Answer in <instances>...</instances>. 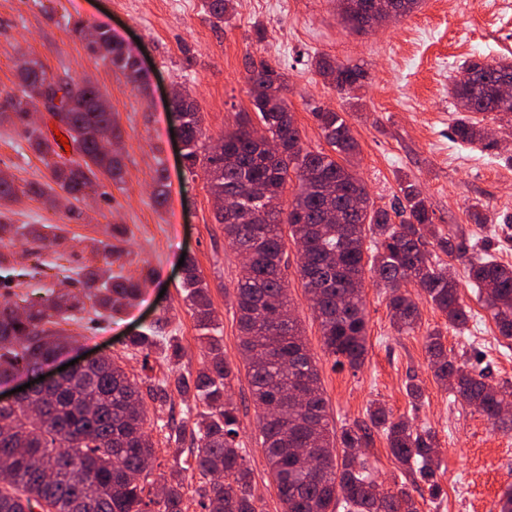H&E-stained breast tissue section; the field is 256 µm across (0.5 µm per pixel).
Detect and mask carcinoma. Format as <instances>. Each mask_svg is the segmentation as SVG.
<instances>
[{
	"label": "carcinoma",
	"mask_w": 512,
	"mask_h": 512,
	"mask_svg": "<svg viewBox=\"0 0 512 512\" xmlns=\"http://www.w3.org/2000/svg\"><path fill=\"white\" fill-rule=\"evenodd\" d=\"M356 0H337L340 17L350 30L372 28L371 15L354 8ZM215 23L224 22L231 0H204ZM74 32L90 49L119 69L128 82L146 89L147 79L126 44L105 28ZM18 64L16 88L0 91V109L13 114L28 140L42 156L49 181L31 182L19 189L0 180V265L13 256L15 238H32L54 252L65 248V237L51 225L42 233L27 224H13L6 215L19 195H30L52 206L76 202L97 184L99 177L121 178L114 154L98 149L102 139L121 138L112 113L99 112L100 90L90 82L56 78L42 62ZM317 72L339 93H347L366 79L359 65L327 57L316 61ZM465 80H455L452 93L461 115L455 136L468 143L485 140V129L471 113L493 112L512 128V101L498 97V86L512 81V60L473 58L465 61ZM247 83L256 118L269 137L282 143L278 156H267L252 139V120L239 116L235 128L224 131V153L206 144L201 116L189 93L171 105L184 129L183 158L189 169L201 166L211 195H230L235 209L217 210L224 239L238 254H247L236 284L240 355L247 369L257 410L258 428L269 474L284 512H418L406 488H384L372 474L361 449L372 441L371 431L385 436L396 460L436 493L438 457L436 432L421 429L402 416L394 417L380 404L367 410L368 422L330 427L327 400L319 370L302 338L297 319H283L288 311L286 242L297 247L298 273L307 292L319 290L314 311L323 346L335 363L361 367L367 353L364 282L369 272L385 289L398 332L410 333L421 321V310L409 284L423 291L427 302L445 315L448 328L462 333L471 318L463 304L460 285L450 268L433 263V247L467 262L471 285L479 290L500 336L512 338V266L488 254L483 246L462 236L444 233L433 224L426 197L416 183L400 185L401 198L394 213L374 205L354 170L358 145L343 113L317 110L314 118L330 152L303 147L294 113L284 97L287 90L280 68L266 59L249 60ZM39 99L50 102L49 112L67 137L69 149L43 130L28 125L29 106ZM296 181L287 207L266 208L252 186L264 184L271 194L284 195ZM400 218L394 223L392 217ZM288 231H283V227ZM107 268L89 272L78 293H57L49 288L22 312L0 304V381L35 370L62 354L70 337L62 325L87 310L99 308L118 314L142 295L147 276L114 274L112 242L98 241ZM181 288L199 328L204 361L196 373L179 365V342L167 341L165 360L170 371L162 380H136L113 358L67 378L38 398L40 413L25 404L0 410V456L6 458L9 480L0 482V512H188L185 486L176 475L152 478L157 456L148 428L156 426L176 447L190 444L194 470L204 479L195 490L203 512H258L252 492V472L239 440L237 408L227 397L235 377L224 358V346L213 336L218 323L208 285L192 258L184 261ZM166 322L158 319L150 335L129 341L134 354L148 361ZM444 334L427 332L425 347L434 378L448 385L454 396L482 413L492 426L512 432V419L502 417V405L512 404V383L489 382L483 367L471 368L448 357ZM193 399L203 410L186 407L181 424L174 419L151 423L147 402L171 406L174 397ZM91 470L83 481L72 479L79 464ZM224 476L221 483L212 475ZM163 492H152L154 484Z\"/></svg>",
	"instance_id": "obj_1"
}]
</instances>
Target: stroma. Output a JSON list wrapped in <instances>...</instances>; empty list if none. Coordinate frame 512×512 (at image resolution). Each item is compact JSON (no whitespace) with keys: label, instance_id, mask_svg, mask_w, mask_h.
<instances>
[{"label":"stroma","instance_id":"35a3bbf8","mask_svg":"<svg viewBox=\"0 0 512 512\" xmlns=\"http://www.w3.org/2000/svg\"><path fill=\"white\" fill-rule=\"evenodd\" d=\"M104 26L131 44L147 74L139 91L108 62L92 54L72 32L74 22ZM39 59L48 73L73 81H94L112 109L122 137L115 146L121 182L100 179L78 203L80 219L68 216L69 202L52 207L21 197L12 207L15 224H54L67 238L63 254L15 251L23 266H38L37 279H11L0 266V301L38 300L45 288H65L80 273L103 266L94 244L108 225L122 224L121 242L130 264L123 275L148 274L135 305L97 323L69 324L74 341L67 360L110 356L135 376L169 372L161 350L149 358L132 355L131 336L150 332L167 318V335L184 348L182 372H196L203 359L196 320L183 300L181 255L191 256L208 285L221 326L224 355L240 364L235 285L242 258L224 239L204 173L189 174L181 157L179 122L168 106L170 94L189 90L210 140L232 128L238 113L251 111L246 63L265 58L279 63L288 78V106L295 115L304 148L326 146L312 116L316 107L344 113L360 149L357 172L376 206L390 208L403 180L416 182L433 213V222L468 238L485 239L489 254L512 265V129L494 114L483 127L496 130L493 147L457 140L459 116L452 83L460 65L479 56L512 59V10L504 0H423L420 10L395 23L357 35L340 21L336 0H234L224 23L214 24L202 0H0V89L18 82L22 56ZM326 56L362 65L368 72L360 88L339 94L321 77L315 60ZM165 168L169 196L153 204L155 171ZM0 173L18 187L43 182L49 171L30 146L21 125L0 118ZM487 221L473 223L471 207ZM461 282V297L472 317L465 333L447 331L444 344L461 362H480L494 382H512V340L496 326L470 285L465 262L438 254ZM296 251L288 253V295L304 339L316 361L330 423L342 427L365 420L372 403L414 425L433 428L440 450L437 480L443 490L432 497L413 487L412 477L391 455L382 435L367 449L380 482L407 486L419 512H496L501 495L512 488V433L494 430L472 408L455 401L431 372L424 336L445 328V317L421 306L414 332L396 331L384 288L366 280L367 355L363 366L335 365L325 352L319 323L305 294ZM420 385V408H413L408 383ZM229 396L238 409L241 440L252 471L259 512H283L258 440L257 417L248 378L239 372Z\"/></svg>","mask_w":512,"mask_h":512}]
</instances>
